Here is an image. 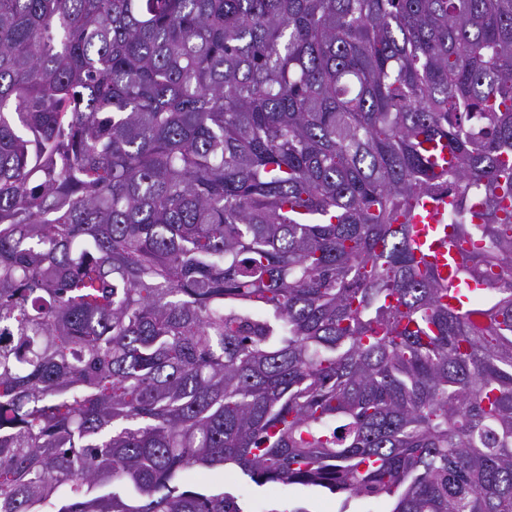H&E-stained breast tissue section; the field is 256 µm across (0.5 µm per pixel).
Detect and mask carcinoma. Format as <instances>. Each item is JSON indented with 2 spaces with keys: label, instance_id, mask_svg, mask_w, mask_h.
I'll return each instance as SVG.
<instances>
[{
  "label": "carcinoma",
  "instance_id": "carcinoma-1",
  "mask_svg": "<svg viewBox=\"0 0 512 512\" xmlns=\"http://www.w3.org/2000/svg\"><path fill=\"white\" fill-rule=\"evenodd\" d=\"M226 465L512 512V0H0V512ZM445 206L429 203L426 206L428 215L425 223L418 217L414 224V240L418 248L415 254L423 265L436 266L441 272L448 265V245L450 251L456 250L451 224H438Z\"/></svg>",
  "mask_w": 512,
  "mask_h": 512
}]
</instances>
